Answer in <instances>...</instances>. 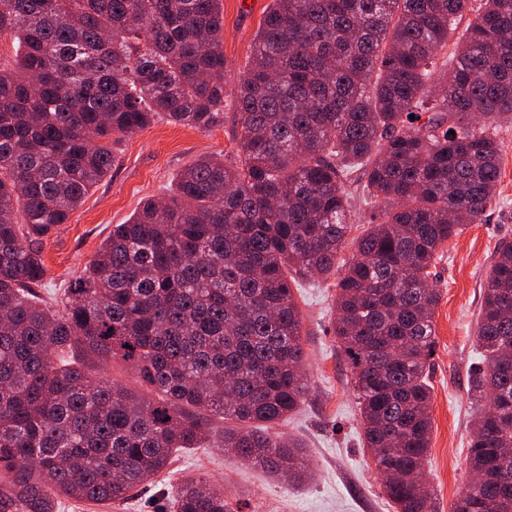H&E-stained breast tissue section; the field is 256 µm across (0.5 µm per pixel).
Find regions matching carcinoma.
<instances>
[{
    "instance_id": "cac0c4a2",
    "label": "carcinoma",
    "mask_w": 512,
    "mask_h": 512,
    "mask_svg": "<svg viewBox=\"0 0 512 512\" xmlns=\"http://www.w3.org/2000/svg\"><path fill=\"white\" fill-rule=\"evenodd\" d=\"M273 0L233 89L231 163L202 156L112 227L56 302L35 292L40 238L115 164L112 145L168 122L224 121L221 0H0V512L122 503L211 438L285 480L301 445L268 429L300 408L291 282L337 277L333 331L396 512H433L418 477L432 429L441 247L482 221L512 121V0ZM472 15L463 31L460 19ZM450 76L439 77L443 68ZM363 172L367 228L345 191ZM348 260H340L347 244ZM471 480L453 512H512V243L483 296ZM120 359L151 400L77 360ZM174 512H228L204 476Z\"/></svg>"
}]
</instances>
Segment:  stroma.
Returning a JSON list of instances; mask_svg holds the SVG:
<instances>
[{
    "mask_svg": "<svg viewBox=\"0 0 512 512\" xmlns=\"http://www.w3.org/2000/svg\"><path fill=\"white\" fill-rule=\"evenodd\" d=\"M272 0H221L224 13V83L234 87L246 67L253 38ZM241 134L234 105L210 131L156 121L116 147L111 173L85 197L58 233L44 241L47 268L40 290L61 297L97 254L114 225L125 223L150 198L175 188L178 173L195 158L231 156ZM501 178L483 220L466 225L444 246L434 273L440 300L434 313L436 347L431 358L432 432L424 461L435 512H453L470 479L467 457L475 405L469 381L480 364L477 317L499 242L512 241V123L500 131ZM332 280L300 281L294 294L303 315L302 343L311 388L302 408L280 422L276 433L298 440L312 475L287 485L265 469L206 443L177 452L163 473L150 479L133 501L106 509L64 501L62 512H171L170 493L185 478L205 476L222 487L231 512H395L383 491L362 427L354 378L331 322Z\"/></svg>",
    "mask_w": 512,
    "mask_h": 512,
    "instance_id": "obj_1",
    "label": "stroma"
}]
</instances>
